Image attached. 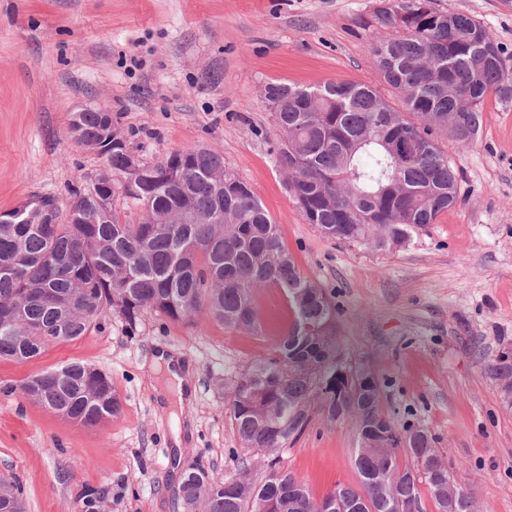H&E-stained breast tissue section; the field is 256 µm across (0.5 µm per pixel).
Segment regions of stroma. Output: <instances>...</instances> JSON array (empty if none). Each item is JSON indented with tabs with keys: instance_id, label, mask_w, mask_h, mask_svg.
<instances>
[{
	"instance_id": "1",
	"label": "stroma",
	"mask_w": 512,
	"mask_h": 512,
	"mask_svg": "<svg viewBox=\"0 0 512 512\" xmlns=\"http://www.w3.org/2000/svg\"><path fill=\"white\" fill-rule=\"evenodd\" d=\"M432 2L478 21L512 68V0ZM380 3L0 0V212L39 196L63 204L87 186L103 159L75 142L69 124L88 106L110 110L146 164L198 146L218 151L278 224L301 274L335 298L342 348L370 358L385 411L398 426L429 431L475 512H512V411L484 372L512 348V104L488 95L468 146L434 133L459 172L458 202L400 249L324 237L276 163L268 82L362 83L401 107L373 53L400 35L376 23ZM255 305L257 334L150 312L132 331L105 310L85 336L29 362L0 360V477L21 487L28 512H85L92 490L94 512H185L178 490L188 467L201 460L229 474L252 456L232 427L227 387L292 320L280 289H259ZM161 350L192 368L182 404L154 389ZM71 362L111 378L118 417L85 427L21 392L27 377ZM356 449L352 422L317 417L283 464L319 498L357 485Z\"/></svg>"
}]
</instances>
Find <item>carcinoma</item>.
Returning a JSON list of instances; mask_svg holds the SVG:
<instances>
[{"label": "carcinoma", "instance_id": "1", "mask_svg": "<svg viewBox=\"0 0 512 512\" xmlns=\"http://www.w3.org/2000/svg\"><path fill=\"white\" fill-rule=\"evenodd\" d=\"M377 23L404 35L374 47L384 81L402 98L393 109L373 88L338 82L300 89L265 85L280 134L277 164L295 189L307 223L349 244L393 250L458 202V172L431 138L455 129L465 147L478 134L480 107L491 93L512 101V70L497 44L472 18L440 11L431 0L382 6ZM112 113L78 112L76 140L105 147ZM419 140L399 155L388 145ZM127 145L109 151L112 175L121 174ZM177 168L151 170L158 190L126 196L140 208L135 223L112 211V186L97 204L100 181L73 189L58 221L51 197L26 205L21 224L0 222V359L29 362L53 343L88 333L110 309L130 330L152 311L172 322L205 315L231 329L260 327L254 296L281 289L293 324L273 353L247 363L228 386L229 417L241 445L264 471L245 464L217 475L201 462L187 470L181 499L192 512H420L427 484L438 512H474L453 485L448 466L420 426L398 429L382 409V381L367 357L348 375L336 332V303L304 277L285 247L279 226L249 183L209 148L175 152ZM503 408L512 410V350L484 366ZM23 394L86 427L118 416L122 401L99 369L72 362L28 377ZM341 414L357 433L359 485L338 484L315 499L306 483L284 468L282 452L316 415ZM411 464L399 468L398 453ZM0 512H26L22 492L0 478Z\"/></svg>", "mask_w": 512, "mask_h": 512}]
</instances>
